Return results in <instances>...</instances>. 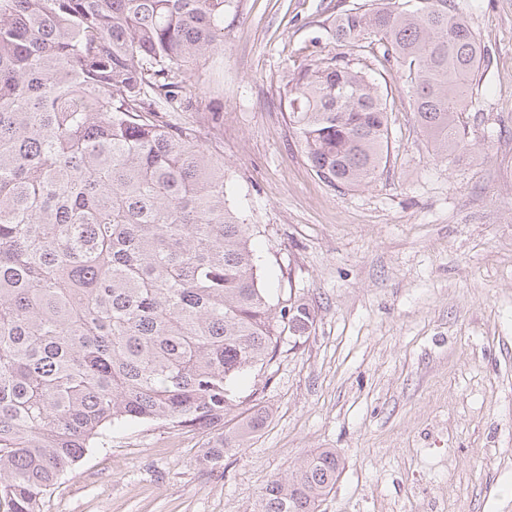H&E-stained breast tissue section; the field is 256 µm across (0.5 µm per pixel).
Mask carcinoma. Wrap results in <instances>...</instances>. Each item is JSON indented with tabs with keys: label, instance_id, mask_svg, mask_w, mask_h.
Returning a JSON list of instances; mask_svg holds the SVG:
<instances>
[{
	"label": "carcinoma",
	"instance_id": "carcinoma-1",
	"mask_svg": "<svg viewBox=\"0 0 512 512\" xmlns=\"http://www.w3.org/2000/svg\"><path fill=\"white\" fill-rule=\"evenodd\" d=\"M374 0L332 39L377 46L411 87L441 161L487 56L453 0ZM233 0H0V512L41 499L117 423L215 426L238 380L271 365L281 326L249 225L224 194V158L164 119L198 102L191 70L224 43ZM310 166L358 187L386 167L389 92L345 55L285 76ZM263 422L224 434L216 463ZM340 474L332 448L267 481L258 512H317Z\"/></svg>",
	"mask_w": 512,
	"mask_h": 512
}]
</instances>
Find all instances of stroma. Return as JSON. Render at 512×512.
Segmentation results:
<instances>
[{
    "mask_svg": "<svg viewBox=\"0 0 512 512\" xmlns=\"http://www.w3.org/2000/svg\"><path fill=\"white\" fill-rule=\"evenodd\" d=\"M196 112L224 158L269 301L309 307L276 360L251 371L263 425L215 465L238 427L119 424L51 486L41 512H255L267 480L335 449L319 512H512V0H455L488 53L463 115L465 145L438 162L409 86L381 52L352 51L392 91L388 162L334 188L310 167L284 109V76L371 0H234Z\"/></svg>",
    "mask_w": 512,
    "mask_h": 512,
    "instance_id": "stroma-1",
    "label": "stroma"
}]
</instances>
